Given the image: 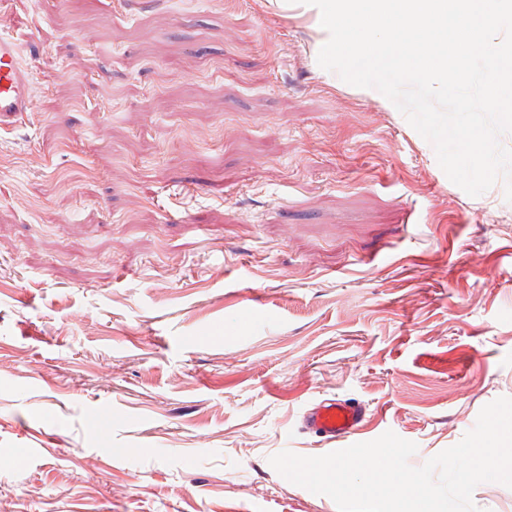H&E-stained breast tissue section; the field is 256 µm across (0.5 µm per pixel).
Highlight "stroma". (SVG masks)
<instances>
[{
	"mask_svg": "<svg viewBox=\"0 0 512 512\" xmlns=\"http://www.w3.org/2000/svg\"><path fill=\"white\" fill-rule=\"evenodd\" d=\"M0 512H338L313 401L412 466L512 398V202L277 0H0ZM222 323L223 336L212 332ZM111 411V435L99 434ZM33 75L24 65L16 42L0 35V115H23L33 108ZM366 412L358 402L322 399L303 411L300 422L306 432L336 446L360 434L366 423Z\"/></svg>",
	"mask_w": 512,
	"mask_h": 512,
	"instance_id": "obj_1",
	"label": "stroma"
}]
</instances>
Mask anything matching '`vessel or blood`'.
I'll list each match as a JSON object with an SVG mask.
<instances>
[{"instance_id": "obj_1", "label": "vessel or blood", "mask_w": 512, "mask_h": 512, "mask_svg": "<svg viewBox=\"0 0 512 512\" xmlns=\"http://www.w3.org/2000/svg\"><path fill=\"white\" fill-rule=\"evenodd\" d=\"M33 75L24 65L16 42L0 35V113L18 115L33 108ZM302 428L329 445L342 444L362 431L366 409L357 402L323 399L309 406L300 416Z\"/></svg>"}]
</instances>
